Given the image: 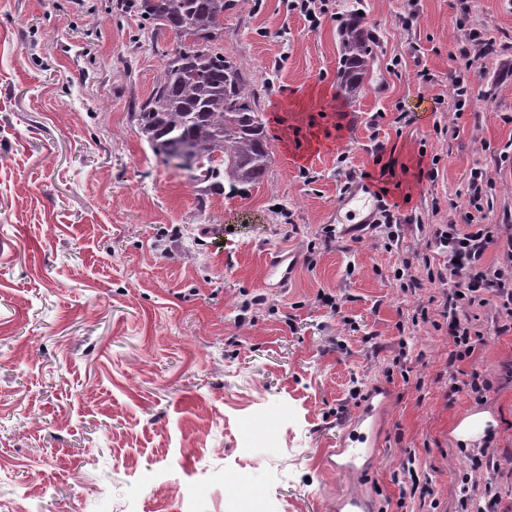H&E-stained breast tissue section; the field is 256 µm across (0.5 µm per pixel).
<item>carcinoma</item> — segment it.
<instances>
[{
	"label": "carcinoma",
	"mask_w": 512,
	"mask_h": 512,
	"mask_svg": "<svg viewBox=\"0 0 512 512\" xmlns=\"http://www.w3.org/2000/svg\"><path fill=\"white\" fill-rule=\"evenodd\" d=\"M238 0H139L142 30H168L176 47L161 51L162 76L132 113L152 151L170 162L180 154L196 163L204 194L258 184L271 163L263 122L246 90L243 64L224 55L215 41L224 14ZM336 79L357 98L370 84L379 37L354 11L338 29Z\"/></svg>",
	"instance_id": "1"
}]
</instances>
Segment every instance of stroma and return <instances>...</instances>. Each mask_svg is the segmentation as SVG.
<instances>
[{"instance_id": "stroma-1", "label": "stroma", "mask_w": 512, "mask_h": 512, "mask_svg": "<svg viewBox=\"0 0 512 512\" xmlns=\"http://www.w3.org/2000/svg\"><path fill=\"white\" fill-rule=\"evenodd\" d=\"M363 4L381 43L352 102L336 22L309 28L283 0L225 15L218 45L247 67L271 164L256 186L204 199L131 117L171 32L136 44L139 17L109 0H0V512H336L352 496L369 512H459L468 454L485 446L512 507V385L498 381L512 332L471 308L484 338L457 376L491 387L480 401L450 392L453 340L421 260L438 225L475 217L472 168L494 178L488 223L512 212V0ZM459 76L477 93L461 112ZM365 183L398 204V243L367 231L324 245ZM280 250L297 262L263 288ZM405 263L413 294L394 276ZM369 395L375 449L339 475L329 451ZM468 412L492 422L465 444ZM410 455L429 497L403 476Z\"/></svg>"}]
</instances>
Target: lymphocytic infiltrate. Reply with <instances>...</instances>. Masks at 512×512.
<instances>
[{"label":"lymphocytic infiltrate","mask_w":512,"mask_h":512,"mask_svg":"<svg viewBox=\"0 0 512 512\" xmlns=\"http://www.w3.org/2000/svg\"><path fill=\"white\" fill-rule=\"evenodd\" d=\"M426 248L437 256L436 262L425 265L426 280L444 287L441 315L453 339L454 348L448 357L453 365L468 357L483 339L465 317L466 307L494 305L499 314L495 332L512 331V231H502L497 224H470L463 228L443 224ZM492 248L498 252V265L494 268L485 262Z\"/></svg>","instance_id":"f902f5d3"}]
</instances>
